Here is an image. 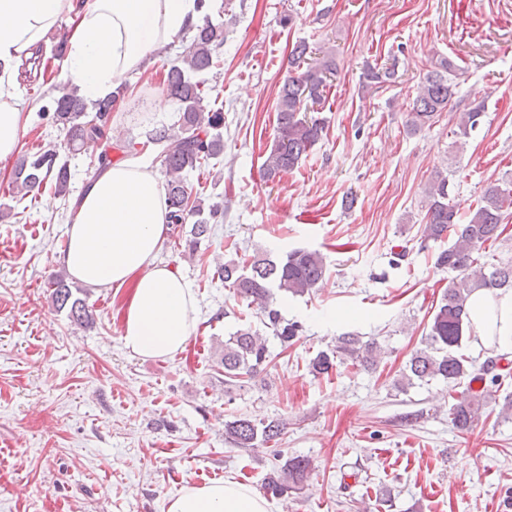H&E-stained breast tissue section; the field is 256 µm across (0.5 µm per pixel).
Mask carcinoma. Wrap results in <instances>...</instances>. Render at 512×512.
<instances>
[{"label":"carcinoma","mask_w":512,"mask_h":512,"mask_svg":"<svg viewBox=\"0 0 512 512\" xmlns=\"http://www.w3.org/2000/svg\"><path fill=\"white\" fill-rule=\"evenodd\" d=\"M203 11L201 24L185 37L181 54L169 64L162 91L176 105V117L169 125L162 124L144 131L147 139L163 146L162 163L165 168V192L168 219L174 229L181 231L188 220H194L184 240V253L193 255L200 243L209 237L210 223H219L223 208L214 204L208 216L199 198L192 197L186 182V173L199 169L208 160L224 152V112L204 104L205 91L194 77L219 65L218 50L224 46V24L211 20L208 0H197ZM309 47L297 43L291 50L290 64L305 70L290 76L280 87L277 100L276 136L274 144L262 164L261 175L265 182H275L284 172L293 170L302 157L320 140L324 124L307 119L302 108L318 104L324 98L327 75L336 72L331 60L308 62ZM452 64L441 60L427 71L420 80L408 113L407 127L416 132L433 117L445 110L455 95V84L448 78ZM56 96L50 103L53 123L64 133L66 147L80 151L93 145L100 149L91 155L94 173H99L112 163V151L135 148L132 140L121 141L112 135L114 104L127 91V84L120 83L112 95L105 99L89 100L79 94L67 81L54 86ZM484 105L478 103L459 114L456 134L468 137L480 124ZM71 173L58 162L52 149L28 153L15 165L11 181L12 193L23 196L50 188L54 197H69ZM512 206V185L495 184L489 187L467 222H459V209L450 202L448 177L438 172L431 179L427 192V222L423 237L438 241L445 237L452 243L436 257V266L455 273L440 303L435 308L423 347L417 349L407 362L398 385L408 388L416 382L440 380L453 388L467 379L479 380L474 374L472 360L459 353L463 343L473 335L469 320L468 300L477 290L491 293L512 289V260L486 266L476 257L482 246L497 240L502 234L501 223L505 209ZM217 277L235 289L237 294L267 319L266 326L283 346H288L303 331L297 321L282 315L273 306L276 293L302 296L325 279L327 264L318 250L297 249L281 260L267 254H255L250 261L229 260L217 267ZM52 305L58 311H67L69 320L77 326L93 321V314L83 299L74 295L68 277L54 274L50 281ZM384 351L374 340L362 341L345 334L336 338L329 351H320L309 363L315 376L327 375L336 361L350 360L363 369L377 365ZM270 351L266 338L250 328L239 329L224 340V383L234 385L241 378L256 377L269 363ZM486 401L483 390L467 386V395L448 407L449 422L461 433L470 430L479 419V412ZM286 422L275 418L255 422L246 417H236L224 422V434L237 447L251 449L270 443L278 444L285 434ZM312 471L311 461L303 456L280 459L267 473L263 490L268 496L280 498L290 492L302 493Z\"/></svg>","instance_id":"cac0c4a2"}]
</instances>
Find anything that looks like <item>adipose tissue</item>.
<instances>
[{"label":"adipose tissue","mask_w":512,"mask_h":512,"mask_svg":"<svg viewBox=\"0 0 512 512\" xmlns=\"http://www.w3.org/2000/svg\"><path fill=\"white\" fill-rule=\"evenodd\" d=\"M77 20L64 75L89 98L105 96L116 81L143 71L148 56L197 25L196 0H0V162L17 154L27 115L19 73L32 50L69 14ZM167 231L163 187L136 159L103 169L73 204L68 243L60 259L77 281L127 289L122 340L144 358L182 351L192 332L196 300L157 254ZM475 332L512 350V291L476 292L470 299ZM168 512H270L268 501L235 481L189 485Z\"/></svg>","instance_id":"ef3b65f1"}]
</instances>
